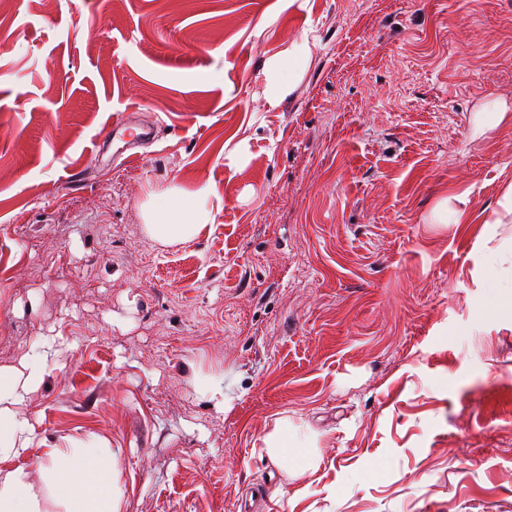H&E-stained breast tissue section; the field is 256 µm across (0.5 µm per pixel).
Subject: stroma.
Wrapping results in <instances>:
<instances>
[{
	"instance_id": "stroma-1",
	"label": "stroma",
	"mask_w": 512,
	"mask_h": 512,
	"mask_svg": "<svg viewBox=\"0 0 512 512\" xmlns=\"http://www.w3.org/2000/svg\"><path fill=\"white\" fill-rule=\"evenodd\" d=\"M499 102L512 0H9L0 365L56 351L21 463L105 439L121 512H512ZM132 112L158 139L112 166ZM205 183L213 224L147 237ZM280 418L316 467L268 456ZM212 194L208 185L194 192L172 186L152 193L142 206L145 234L162 245L196 238L213 219L208 205Z\"/></svg>"
}]
</instances>
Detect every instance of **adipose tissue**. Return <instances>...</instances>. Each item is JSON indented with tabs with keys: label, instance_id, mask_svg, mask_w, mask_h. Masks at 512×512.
<instances>
[{
	"label": "adipose tissue",
	"instance_id": "obj_1",
	"mask_svg": "<svg viewBox=\"0 0 512 512\" xmlns=\"http://www.w3.org/2000/svg\"><path fill=\"white\" fill-rule=\"evenodd\" d=\"M212 190L172 186L152 193L142 206L145 234L163 245L196 238L212 221ZM51 348L31 350L20 366H0V512H119V451L98 444L47 448L33 466L17 459L30 443L19 413L27 394L54 362Z\"/></svg>",
	"mask_w": 512,
	"mask_h": 512
}]
</instances>
